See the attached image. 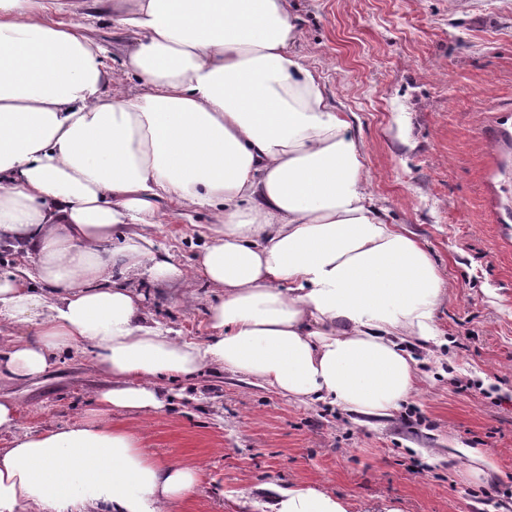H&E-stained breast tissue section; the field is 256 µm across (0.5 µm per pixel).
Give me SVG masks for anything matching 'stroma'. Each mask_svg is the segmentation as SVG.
Instances as JSON below:
<instances>
[{
	"label": "stroma",
	"mask_w": 512,
	"mask_h": 512,
	"mask_svg": "<svg viewBox=\"0 0 512 512\" xmlns=\"http://www.w3.org/2000/svg\"><path fill=\"white\" fill-rule=\"evenodd\" d=\"M295 52L362 148L388 223L420 240L448 286L437 312L444 345L417 391L390 416L293 402L231 372L169 379L168 406L113 425L138 428L163 463L200 471L172 512H273L279 493L316 488L346 512H512V0H288ZM54 23L89 21L118 66L128 36L95 0ZM211 217L169 206L159 247L191 267ZM150 286L149 309L172 336L209 334V290ZM109 381L91 354L0 387L18 404L14 433L60 427L96 410ZM474 448L494 467L476 470Z\"/></svg>",
	"instance_id": "1"
}]
</instances>
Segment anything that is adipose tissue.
I'll list each match as a JSON object with an SVG mask.
<instances>
[{"instance_id":"obj_1","label":"adipose tissue","mask_w":512,"mask_h":512,"mask_svg":"<svg viewBox=\"0 0 512 512\" xmlns=\"http://www.w3.org/2000/svg\"><path fill=\"white\" fill-rule=\"evenodd\" d=\"M129 36L118 69L43 0H0V382L91 351L110 380L91 418L0 448V512H171L197 467L158 462L116 413L164 408L161 382L232 372L300 403L386 416L417 389L411 345L438 344L448 292L387 223L361 149L294 51L288 0H102ZM134 75L111 98L108 83ZM210 213L193 269L159 251L168 204ZM202 278L201 343L151 319L144 287ZM276 512H346L313 488ZM34 261L33 254L26 256L24 250L15 249L1 242L0 244V271L14 270L18 267H30Z\"/></svg>"}]
</instances>
